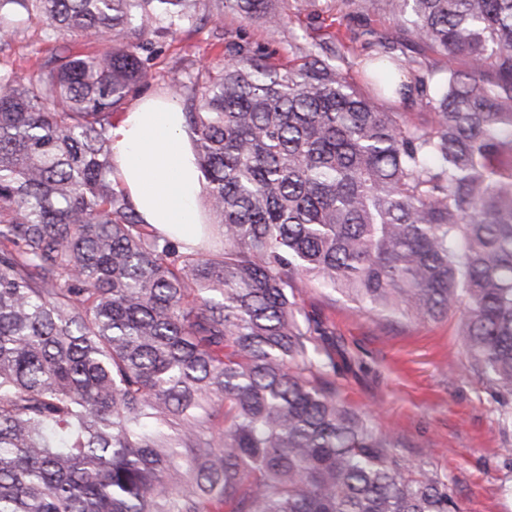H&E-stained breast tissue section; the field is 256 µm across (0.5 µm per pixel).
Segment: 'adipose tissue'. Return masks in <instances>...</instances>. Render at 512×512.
I'll list each match as a JSON object with an SVG mask.
<instances>
[{
    "instance_id": "adipose-tissue-1",
    "label": "adipose tissue",
    "mask_w": 512,
    "mask_h": 512,
    "mask_svg": "<svg viewBox=\"0 0 512 512\" xmlns=\"http://www.w3.org/2000/svg\"><path fill=\"white\" fill-rule=\"evenodd\" d=\"M113 180L146 223L193 242L200 174L185 119L172 96L139 98L111 129Z\"/></svg>"
}]
</instances>
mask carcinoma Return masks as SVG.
<instances>
[{"instance_id": "obj_1", "label": "carcinoma", "mask_w": 512, "mask_h": 512, "mask_svg": "<svg viewBox=\"0 0 512 512\" xmlns=\"http://www.w3.org/2000/svg\"><path fill=\"white\" fill-rule=\"evenodd\" d=\"M345 4L348 46L283 67L230 42L219 75L180 83L211 251L114 186L112 118L151 73L145 35L226 11L276 27L275 0H0V41L38 21L99 45L0 70V512H459L336 399L295 288L460 313L473 370L512 401V0Z\"/></svg>"}]
</instances>
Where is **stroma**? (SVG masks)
I'll return each mask as SVG.
<instances>
[{
  "label": "stroma",
  "mask_w": 512,
  "mask_h": 512,
  "mask_svg": "<svg viewBox=\"0 0 512 512\" xmlns=\"http://www.w3.org/2000/svg\"><path fill=\"white\" fill-rule=\"evenodd\" d=\"M276 8L282 16L277 28L227 13L156 39L143 93L168 92L204 67L219 71L230 41L262 47L280 64L301 63L304 40L350 23L343 0H277ZM54 48L34 23L12 36L0 66L26 77ZM297 302L328 331L336 360L329 380L343 402L375 410L377 427L396 434L404 458L447 476L461 512H512V423L503 420L491 388L474 373L457 316L384 317L308 283L298 289Z\"/></svg>",
  "instance_id": "stroma-1"
}]
</instances>
